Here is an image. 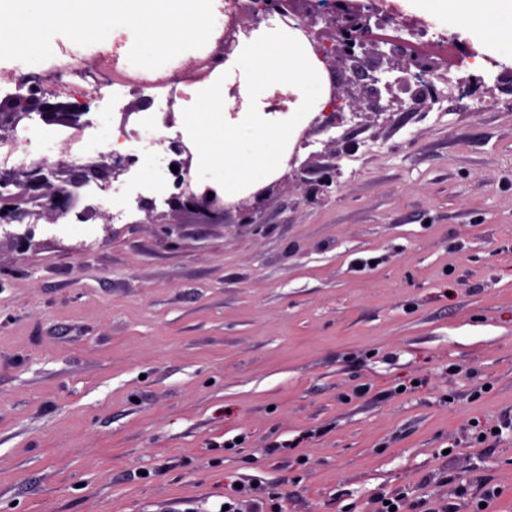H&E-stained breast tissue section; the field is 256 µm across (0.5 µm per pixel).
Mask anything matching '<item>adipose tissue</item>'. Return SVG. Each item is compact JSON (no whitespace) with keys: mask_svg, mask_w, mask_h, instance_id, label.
<instances>
[{"mask_svg":"<svg viewBox=\"0 0 512 512\" xmlns=\"http://www.w3.org/2000/svg\"><path fill=\"white\" fill-rule=\"evenodd\" d=\"M416 9L452 26L466 17L484 23L482 33L498 53L512 56V0H413Z\"/></svg>","mask_w":512,"mask_h":512,"instance_id":"1","label":"adipose tissue"}]
</instances>
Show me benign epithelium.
I'll return each instance as SVG.
<instances>
[{
    "label": "benign epithelium",
    "instance_id": "7a95c632",
    "mask_svg": "<svg viewBox=\"0 0 512 512\" xmlns=\"http://www.w3.org/2000/svg\"><path fill=\"white\" fill-rule=\"evenodd\" d=\"M239 2L226 0L224 13L228 21L216 39V52L224 61L239 45L238 33L242 32L248 37L260 25H270L273 19L299 31L318 61L325 64L336 60L352 61L353 69L361 71V76L368 80V105L376 112L385 111V106L381 105L382 94L392 96L396 90L410 94L413 100H433L437 97L432 82L425 80L422 74H412L409 68L399 63L398 45L382 49L379 43L373 41L372 26L383 23L388 15L393 18L399 16L393 7H385L384 0H370L366 5L357 0H249L243 9L238 7ZM320 20L324 21L325 26L318 29L316 25ZM368 44L374 50L376 61L367 67L357 55V50L365 49ZM446 82L449 91L457 90L463 97L472 92L478 93L484 77L471 68L463 75L448 77ZM349 96V90L336 82L331 83L329 102L313 117L311 124L324 128L335 124L336 116L344 111L345 99ZM88 113L89 106L84 98L62 101L17 92L6 95L0 101V129H13L34 114L47 125L81 127L85 125ZM174 150L179 157L176 166L183 175L185 188L167 199L170 210L191 209L202 223L213 224L224 219L227 211L236 209L241 211L247 223H260L262 204L270 187L256 190L245 200L227 202L215 189L192 181L193 153L189 146L181 142L174 145ZM72 167L74 164L66 159L63 152L50 163L46 175L40 168H0V223L22 224L33 214L42 217L74 210L83 220L98 216V212L81 207L77 192L53 182L58 172ZM22 203H34L40 211L23 209L20 207Z\"/></svg>",
    "mask_w": 512,
    "mask_h": 512
}]
</instances>
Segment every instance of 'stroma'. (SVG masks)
Returning <instances> with one entry per match:
<instances>
[{"label":"stroma","mask_w":512,"mask_h":512,"mask_svg":"<svg viewBox=\"0 0 512 512\" xmlns=\"http://www.w3.org/2000/svg\"><path fill=\"white\" fill-rule=\"evenodd\" d=\"M406 58L438 101L385 111L344 62L336 124L301 122L261 225L164 203L94 245L0 235V512H204L237 482L244 512H373L439 498L512 512V58L476 27L392 0ZM498 60L450 94L459 43ZM181 113L127 92L97 116ZM303 437L301 447L288 442ZM237 439L236 447L226 442ZM468 68L469 72H466L464 75L458 76H449L446 79L448 83V90L452 93L454 90H459V95L461 97L467 96L471 92H473V96H475L481 89L484 83V77L481 74H476L475 69Z\"/></svg>","instance_id":"35a3bbf8"}]
</instances>
